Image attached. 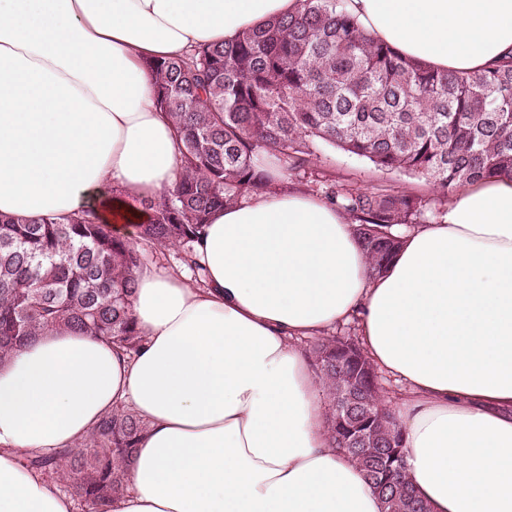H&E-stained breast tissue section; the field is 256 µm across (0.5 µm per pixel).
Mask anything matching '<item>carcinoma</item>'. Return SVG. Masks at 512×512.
<instances>
[{
    "instance_id": "carcinoma-1",
    "label": "carcinoma",
    "mask_w": 512,
    "mask_h": 512,
    "mask_svg": "<svg viewBox=\"0 0 512 512\" xmlns=\"http://www.w3.org/2000/svg\"><path fill=\"white\" fill-rule=\"evenodd\" d=\"M148 67L182 172L173 189L142 201L153 218L138 225L140 243L160 253L178 249L196 282L202 268L192 243L213 211L275 184L268 158L287 178L306 175L327 145L423 180L444 197L493 174L512 175V59L473 73L431 68L374 39L347 0H300L294 14ZM323 186L325 199L355 221L373 276L401 248L397 227L419 223L429 204L328 178ZM143 260L92 209L63 219L1 215L0 363L53 329L136 351L132 297ZM311 354L335 448L357 461L384 512H429L410 487L402 429L360 345L325 336L313 341ZM145 429L133 410L117 408L81 442L30 453L26 465L87 512H107L127 489Z\"/></svg>"
}]
</instances>
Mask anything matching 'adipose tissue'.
<instances>
[{"label": "adipose tissue", "instance_id": "obj_1", "mask_svg": "<svg viewBox=\"0 0 512 512\" xmlns=\"http://www.w3.org/2000/svg\"><path fill=\"white\" fill-rule=\"evenodd\" d=\"M431 67L512 57V0H348ZM298 0H0V214L93 208L128 239L181 170L147 61L234 39ZM202 285L135 274L126 354L66 330L0 364V512H76L22 462L113 409L146 423L112 512H383L327 437L300 342L350 321L401 383L408 479L430 512H512V177L456 191L379 276L349 216L299 189L215 211Z\"/></svg>", "mask_w": 512, "mask_h": 512}]
</instances>
